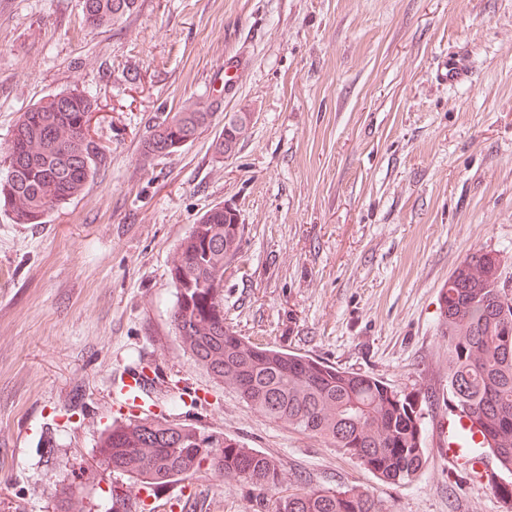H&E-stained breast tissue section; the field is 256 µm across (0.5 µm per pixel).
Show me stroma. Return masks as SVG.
<instances>
[{
  "label": "stroma",
  "mask_w": 512,
  "mask_h": 512,
  "mask_svg": "<svg viewBox=\"0 0 512 512\" xmlns=\"http://www.w3.org/2000/svg\"><path fill=\"white\" fill-rule=\"evenodd\" d=\"M459 50L468 77L445 83L437 67ZM74 88L98 103L94 176L45 223L0 213V512H52L70 480L88 506L114 489L130 512H257L248 485L207 471L150 497L100 466L113 378L146 365L162 412L278 460L281 493L357 486L389 512H512L437 449L440 291L491 251L512 292V0H136L106 28L82 0H0V145L21 112ZM190 98L213 101L211 125L144 162L156 117ZM243 108L255 123L216 159L225 113ZM220 203L245 226L224 267L227 323L422 396L412 482L263 417L184 354L167 267Z\"/></svg>",
  "instance_id": "35a3bbf8"
}]
</instances>
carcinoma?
<instances>
[{
  "label": "carcinoma",
  "instance_id": "cac0c4a2",
  "mask_svg": "<svg viewBox=\"0 0 512 512\" xmlns=\"http://www.w3.org/2000/svg\"><path fill=\"white\" fill-rule=\"evenodd\" d=\"M135 0H83L94 28L131 12ZM96 101L78 89L49 95L22 112L0 160V210L16 224H43L49 211L77 196L95 173L98 149L80 133ZM213 105L185 102L152 126L143 160L177 151L175 143L209 126ZM239 213L211 207L192 225L168 266L175 289L172 322L195 364L232 387L268 419L320 438L382 481L413 480L426 462L423 413L416 395L380 378L307 355L250 341L226 324L224 266L240 253ZM448 336V401L482 436L501 477H512V298L497 254L465 258L443 289ZM101 463L152 492L206 468L222 480L259 491L261 512H388L357 487H300L265 494L282 483L279 462L222 431L170 421L154 413L128 416L101 437ZM54 512H78L73 484L55 493Z\"/></svg>",
  "mask_w": 512,
  "mask_h": 512
}]
</instances>
